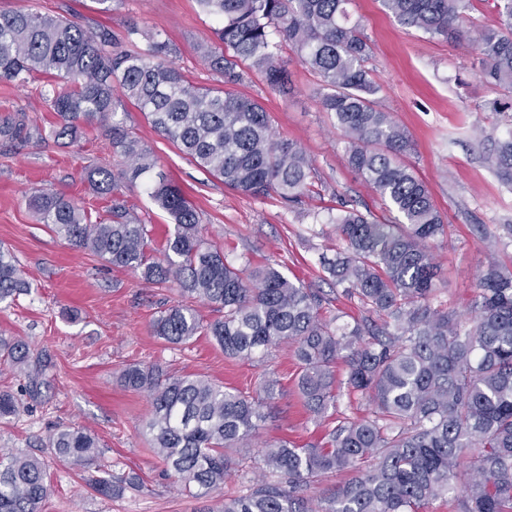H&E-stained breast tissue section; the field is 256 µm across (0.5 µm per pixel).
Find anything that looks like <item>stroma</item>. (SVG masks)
Segmentation results:
<instances>
[{"label": "stroma", "instance_id": "stroma-1", "mask_svg": "<svg viewBox=\"0 0 512 512\" xmlns=\"http://www.w3.org/2000/svg\"><path fill=\"white\" fill-rule=\"evenodd\" d=\"M1 9L65 17L92 32L106 26L119 37L130 26L164 33L176 44V63L190 80L205 86L218 82L197 52L199 45L214 42L218 23L198 9L196 0H119L109 13L101 12L96 0H0ZM348 10L372 46L367 66L380 87L378 103L411 135L414 149L408 161L445 217L446 233L432 248L440 268L434 302L470 319L481 271L492 261L512 271V236L503 230L512 225V188L502 185L485 161L512 129V92L494 90L484 81L470 42L451 45L403 27L380 0H352ZM283 55L290 60L288 94L270 89L254 71L240 91L269 112L275 137L301 144L315 162L314 188L295 206L273 193L248 197L225 186L156 132L137 109H130L127 125L151 150L158 171L192 200L204 238L248 270L271 265L291 281L328 294L320 315L350 322L363 316L362 306L344 296L320 264L322 256H333L341 245L331 211L344 198L376 213L382 204L349 168L340 133L317 104L316 76L292 60L291 49ZM42 86L39 77L23 88L0 81V117L21 110L51 129L56 117L41 95ZM496 98L507 103V110L490 109ZM126 166L96 124L74 145L51 139L18 149L0 144V247L14 253L32 285L30 294L0 309V336L25 340L49 360L45 397L37 402L25 397L26 375L0 364V390L13 392L24 405L18 417L0 419V448L44 462L50 492L40 512H221L225 498L251 493L265 446L323 442L337 420L367 417L372 404L364 394L344 389L346 367L340 363L336 408L325 418L314 417L297 390L299 364L287 345L269 350L263 359L246 360L225 357L209 336L186 344L156 336L154 320L182 301L176 284L147 281L72 248L28 206L29 195L50 189L107 218L106 198L84 174L96 167L118 174ZM122 192L131 213L149 230L150 254L160 257L174 229L170 217L141 185L125 184ZM478 224L486 225L489 237L475 232ZM132 364H156L168 375L204 378L255 398L262 396L265 380H277L256 437L231 454L232 475L223 490L207 496L183 492L154 455L142 431L150 402L117 379ZM71 425L97 438L102 450L97 464L71 466L44 448L57 428ZM102 465L113 481L133 475L137 486L112 498L97 494L90 483Z\"/></svg>", "mask_w": 512, "mask_h": 512}]
</instances>
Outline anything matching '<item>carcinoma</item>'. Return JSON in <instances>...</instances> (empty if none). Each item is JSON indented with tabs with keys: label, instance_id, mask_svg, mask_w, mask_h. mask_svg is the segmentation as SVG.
<instances>
[{
	"label": "carcinoma",
	"instance_id": "obj_1",
	"mask_svg": "<svg viewBox=\"0 0 512 512\" xmlns=\"http://www.w3.org/2000/svg\"><path fill=\"white\" fill-rule=\"evenodd\" d=\"M220 22L216 42L200 48L222 86L191 82L175 64L176 45L136 26L118 38L108 28L91 33L77 23L30 10H0V80L18 87L35 75L56 114L55 139L78 142L84 126L103 127L128 166L122 179L142 182L173 219L163 257L147 255L149 230L131 215L112 172L95 168L86 178L109 199V218L49 189L28 198L42 224L77 249L148 281L174 282L182 297L203 301L224 315L207 324L187 304L155 321L171 343L212 337L230 358L262 357L273 346H295L297 387L307 410L323 417L335 406V367H347L345 385L367 394L374 409L347 419L326 442L298 448L286 442L264 448L262 476L246 496L224 500L222 512H427L454 493L456 512H512V272L491 263L475 287L470 321L439 309L431 298L439 272L431 243L445 234L444 218L427 185L406 158L409 134L382 111L379 87L365 63L371 46L361 25L349 23L350 0H196ZM400 25L450 44L471 31L485 77L512 91V0H494L498 25L477 24L474 0H381ZM278 35L275 42L272 35ZM145 39L139 48L136 38ZM287 43L318 79L320 111L345 143L348 166L372 187L385 214L340 203L333 218L343 246L322 260L328 277L358 299L368 316L352 324L320 317L324 294L286 278L274 267L250 273L231 264L201 234L200 214L126 124L133 103L154 129L224 185L252 197L276 193L287 205L312 191L315 168L302 146L274 138L266 109L236 91L245 73H260L282 90L288 82ZM64 80L63 89L55 80ZM43 139L23 111L0 118V141L22 146ZM499 180L512 185V134L487 156ZM18 260L0 249V306L29 292ZM0 359L28 372L26 393L42 397L35 356L21 339H0ZM122 385L146 394L151 410L145 434L184 490L207 495L224 486L228 452L242 447L266 420L265 402L203 378L168 376L157 366L130 365ZM20 400L0 391V419L18 416ZM64 463L87 464L101 455L93 434L66 427L46 444ZM367 467L317 503L304 496L315 478ZM110 497L123 490L109 475L92 480ZM49 494L43 461L0 453V512H39Z\"/></svg>",
	"mask_w": 512,
	"mask_h": 512
}]
</instances>
